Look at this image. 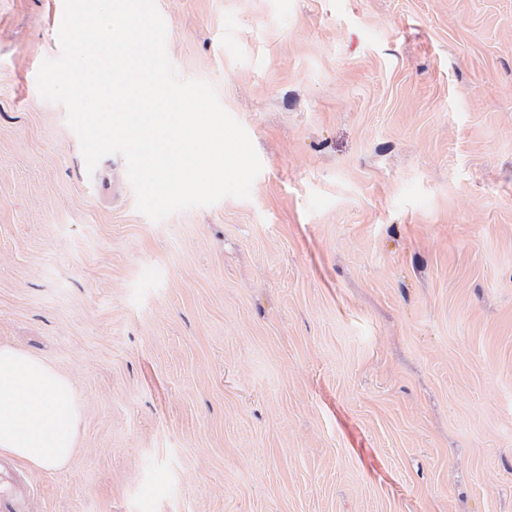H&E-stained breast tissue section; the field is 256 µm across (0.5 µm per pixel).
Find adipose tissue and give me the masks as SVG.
Instances as JSON below:
<instances>
[{
  "instance_id": "adipose-tissue-1",
  "label": "adipose tissue",
  "mask_w": 512,
  "mask_h": 512,
  "mask_svg": "<svg viewBox=\"0 0 512 512\" xmlns=\"http://www.w3.org/2000/svg\"><path fill=\"white\" fill-rule=\"evenodd\" d=\"M80 408L70 380L39 357L0 345V455L57 470L72 457Z\"/></svg>"
}]
</instances>
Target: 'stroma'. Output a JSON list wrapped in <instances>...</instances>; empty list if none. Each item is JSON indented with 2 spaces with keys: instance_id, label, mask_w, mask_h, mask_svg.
<instances>
[{
  "instance_id": "stroma-1",
  "label": "stroma",
  "mask_w": 512,
  "mask_h": 512,
  "mask_svg": "<svg viewBox=\"0 0 512 512\" xmlns=\"http://www.w3.org/2000/svg\"><path fill=\"white\" fill-rule=\"evenodd\" d=\"M262 163L155 222L0 0V344L67 375L28 512H512V0H156Z\"/></svg>"
}]
</instances>
